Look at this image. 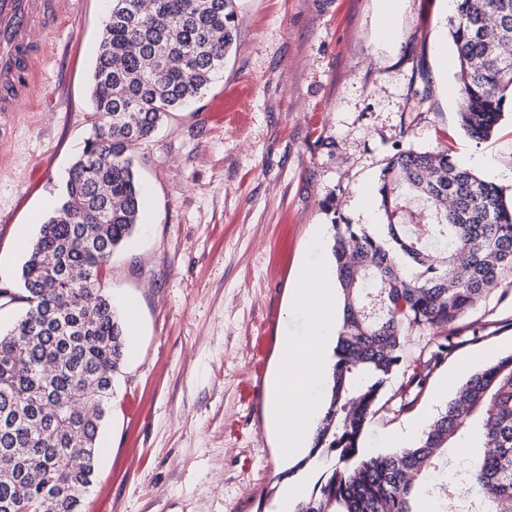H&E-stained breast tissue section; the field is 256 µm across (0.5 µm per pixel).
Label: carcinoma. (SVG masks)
Masks as SVG:
<instances>
[{"label": "carcinoma", "mask_w": 512, "mask_h": 512, "mask_svg": "<svg viewBox=\"0 0 512 512\" xmlns=\"http://www.w3.org/2000/svg\"><path fill=\"white\" fill-rule=\"evenodd\" d=\"M110 0L91 78L94 122L58 201L0 308V512H82L93 483L127 336L103 271L127 249L144 209L129 147L195 98L235 41L234 0ZM459 122L485 140L512 109V0H454ZM384 236L332 224L343 298L328 406L309 453L283 472L327 470L293 512H512V353L472 374L407 447L373 452L367 428L402 361L406 333L429 328L426 364L448 325L512 272V202L442 151L404 149L378 179ZM473 463L449 467L464 432ZM478 497L466 499V489Z\"/></svg>", "instance_id": "cac0c4a2"}]
</instances>
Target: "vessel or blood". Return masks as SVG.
<instances>
[{
	"label": "vessel or blood",
	"mask_w": 512,
	"mask_h": 512,
	"mask_svg": "<svg viewBox=\"0 0 512 512\" xmlns=\"http://www.w3.org/2000/svg\"><path fill=\"white\" fill-rule=\"evenodd\" d=\"M56 22V0H0V121L32 98L42 50L31 31L51 29Z\"/></svg>",
	"instance_id": "obj_1"
}]
</instances>
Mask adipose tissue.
<instances>
[{
    "mask_svg": "<svg viewBox=\"0 0 512 512\" xmlns=\"http://www.w3.org/2000/svg\"><path fill=\"white\" fill-rule=\"evenodd\" d=\"M338 310L335 272L319 262L302 265L285 311L300 313L305 328L301 335L281 337L267 403L268 422L278 432L281 454L294 456L305 450L326 408Z\"/></svg>",
    "mask_w": 512,
    "mask_h": 512,
    "instance_id": "adipose-tissue-1",
    "label": "adipose tissue"
}]
</instances>
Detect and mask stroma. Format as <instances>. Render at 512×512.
Instances as JSON below:
<instances>
[{"label": "stroma", "mask_w": 512, "mask_h": 512, "mask_svg": "<svg viewBox=\"0 0 512 512\" xmlns=\"http://www.w3.org/2000/svg\"><path fill=\"white\" fill-rule=\"evenodd\" d=\"M235 0L236 43L202 93L131 150L145 195L133 246L105 280L120 316L136 305L83 512H257L288 463L266 392L297 267L317 225L360 224L356 197L395 149L483 156L512 172V112L478 142L461 128L459 72L444 0ZM106 0H59L37 89L0 124V285L56 201L92 131L90 78ZM249 88L246 105L237 95ZM223 103L226 119L212 109ZM438 366L432 331L408 330L403 361L367 430L428 422L441 378L460 385L512 352V274L455 323ZM428 376L414 405L396 392Z\"/></svg>", "instance_id": "1"}]
</instances>
